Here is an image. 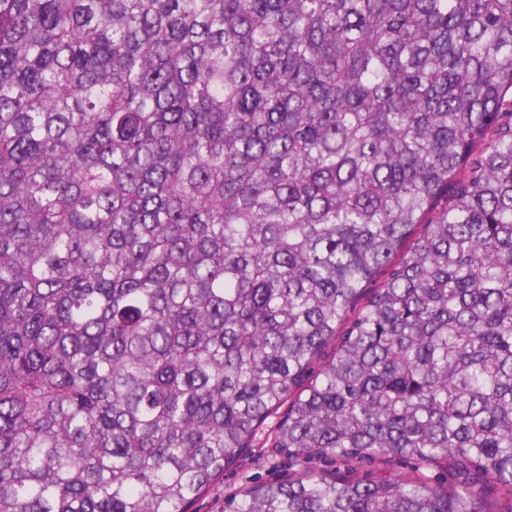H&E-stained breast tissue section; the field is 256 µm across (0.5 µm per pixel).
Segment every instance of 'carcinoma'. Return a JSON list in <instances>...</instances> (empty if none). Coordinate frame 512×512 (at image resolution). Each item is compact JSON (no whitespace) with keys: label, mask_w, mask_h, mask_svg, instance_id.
I'll use <instances>...</instances> for the list:
<instances>
[{"label":"carcinoma","mask_w":512,"mask_h":512,"mask_svg":"<svg viewBox=\"0 0 512 512\" xmlns=\"http://www.w3.org/2000/svg\"><path fill=\"white\" fill-rule=\"evenodd\" d=\"M278 412L415 475L220 512H512V0H0V512H189Z\"/></svg>","instance_id":"1"}]
</instances>
